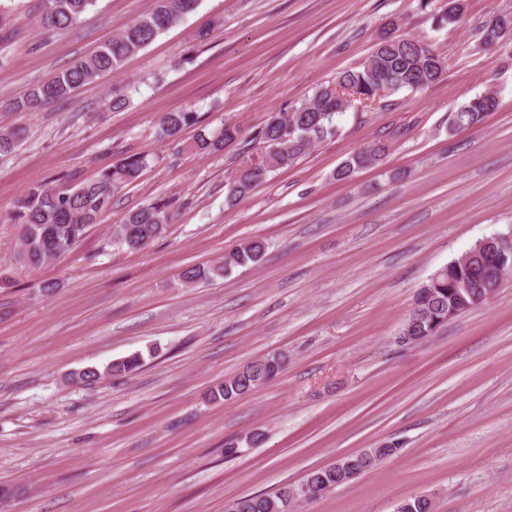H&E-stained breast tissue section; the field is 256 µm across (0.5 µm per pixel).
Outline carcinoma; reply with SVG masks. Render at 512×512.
Listing matches in <instances>:
<instances>
[{
	"label": "carcinoma",
	"instance_id": "cac0c4a2",
	"mask_svg": "<svg viewBox=\"0 0 512 512\" xmlns=\"http://www.w3.org/2000/svg\"><path fill=\"white\" fill-rule=\"evenodd\" d=\"M95 2L45 0L42 24L50 29L67 28ZM198 5L199 0H158L152 13L113 35L92 54L74 60L52 79L32 86L23 98L14 102V110L31 112L42 104L73 98L80 87L101 74L120 70L127 59L138 54L181 17L195 11ZM461 12L462 6L448 2L444 8L431 13L433 24L438 29L445 28L457 22ZM447 68V60L423 41L400 35L381 39L360 66L345 70L336 80L320 85L311 98L300 104L267 115L254 134L263 149L259 154L243 158L232 171L224 184L225 204L237 205L266 181L270 173L293 166L314 145L336 135L340 130L339 120L348 109L374 102L380 90L391 94L435 84ZM497 107L496 97L489 92L472 98L449 113V128L455 133L473 130ZM197 123L196 113L176 111L163 114L159 127L165 137L173 138L183 127ZM240 137L239 125L223 121L210 130L201 129L190 142H178L177 151L207 156L234 145ZM22 139L21 129L0 132V154L13 152ZM387 150L388 145L381 141L360 148L338 166L333 178L337 181L351 179L356 172L378 164ZM150 163L147 155L133 153L102 169L95 179L66 189H56L46 183L31 185L16 200L10 217L17 226L19 239L25 242L20 260L37 268L71 251L91 225L103 222L112 210L114 194L138 180ZM170 208L169 202L160 199L126 212L118 220L119 230L109 236L108 242L131 252L146 248L165 232L171 221ZM487 249L511 263L512 232L493 236ZM264 250V243L259 239L244 241L207 267L186 269L182 280L193 284L222 279L236 267L258 263ZM469 252L474 254L470 262H465L463 255L453 259L415 291L397 343L415 345L435 335L462 312L486 303L487 289L498 287L503 273L497 264L477 254L476 248H470ZM142 364V357L134 354L112 362L102 372L95 368L81 370L77 377L80 382L90 384L102 376L131 373ZM283 364L282 355L256 360L224 380V384L213 391L212 399L230 402L274 378ZM264 437L263 432L252 430L226 442L224 455L233 457L243 446L258 447ZM397 452L394 444L367 448L314 469L300 483L286 485L273 494L235 497L225 504V512H293L297 505L295 491L300 487H306L304 497L315 502ZM397 512H434V502L427 495L410 497L400 503Z\"/></svg>",
	"mask_w": 512,
	"mask_h": 512
}]
</instances>
